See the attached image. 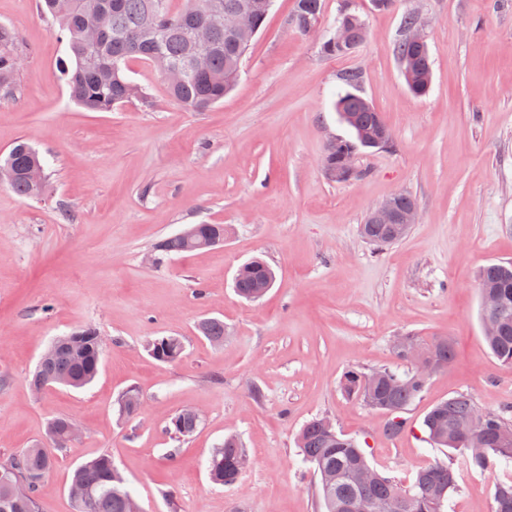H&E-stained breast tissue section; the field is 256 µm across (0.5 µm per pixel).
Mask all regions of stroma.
I'll use <instances>...</instances> for the list:
<instances>
[{
	"label": "stroma",
	"mask_w": 512,
	"mask_h": 512,
	"mask_svg": "<svg viewBox=\"0 0 512 512\" xmlns=\"http://www.w3.org/2000/svg\"><path fill=\"white\" fill-rule=\"evenodd\" d=\"M294 4L274 0L233 90L210 108L172 100L154 67L134 61L127 74L148 99L88 112L69 99L51 16L38 0H0V24L28 49L18 91L0 98V155L29 138L49 177L39 200L0 184V461L44 441L54 418L84 431L58 450L39 512H74L71 474L103 453L143 512H323L296 446L319 416L401 485L429 463L453 464L444 512H492L496 484L512 481V465L466 468L422 432L426 412L461 393L485 411L512 406V368L484 339L478 288L483 266L512 262V0H396L385 12L354 0L369 34L343 58L320 52L342 0H323L315 37L288 25ZM411 10L433 61L423 98L408 92L394 52ZM348 71L359 72L393 143L359 150V177L339 183L323 155L348 134L334 108ZM397 193L416 199L420 218L375 248L359 226ZM190 224H221L227 235L146 262ZM255 258L276 281L248 301L234 277ZM206 318L223 320V346L199 334ZM87 327L105 345L94 381L33 392L50 342ZM406 333L448 337L456 359L390 438L386 414L348 397L342 381L350 370H406L392 348ZM169 335L184 352L164 363L147 345ZM131 387L143 406L126 417L118 400ZM183 409L203 415L184 440L167 431ZM229 435L248 464L224 486L207 459Z\"/></svg>",
	"instance_id": "35a3bbf8"
}]
</instances>
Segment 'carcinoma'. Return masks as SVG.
Here are the masks:
<instances>
[{"mask_svg":"<svg viewBox=\"0 0 512 512\" xmlns=\"http://www.w3.org/2000/svg\"><path fill=\"white\" fill-rule=\"evenodd\" d=\"M210 3L225 7L244 3L259 27L269 13L268 0H186L179 9L172 7L171 0H41L43 12L58 23L60 38L65 44L60 69L70 99L90 112H110L133 98H146L144 89L126 76L129 61L148 62L162 76L172 66L184 64L194 51L193 32L207 24L205 11ZM293 15L313 21L320 19L322 0H295ZM251 42L248 36L213 30L206 49V69L187 76L176 85H166L169 96L197 111L222 100L233 89ZM26 52L18 33L0 24L1 98L14 94L20 70L17 57ZM396 56L399 63L411 67L408 91L415 97L426 96L431 89L426 82V75L432 71L430 55L401 38L396 43ZM343 81L351 90L337 95L336 112L353 130L355 140L338 139L328 144L323 164L332 169L341 166L346 156L358 147H371V137L377 132L384 131L392 136L391 129L373 105L352 92L359 82L358 73L345 74ZM0 182L22 198L39 199L45 195L46 164L29 141H18L0 161ZM219 230V224H199L194 241L187 242L175 235L161 241L158 248L166 254L192 252ZM360 233L376 246L401 240L387 225L371 224L367 219L360 225ZM478 278L481 290L497 293L507 311L501 330L485 337V341L502 364L512 366V263L486 265L480 269ZM274 282L273 269L264 261L254 259L249 267L239 270L235 289L241 297L254 300ZM197 329L213 344L224 342L222 320H202ZM77 335L80 339L76 341V349L58 350L45 369L55 383L75 389L93 381L103 356L95 330L85 329ZM407 338L429 352L437 371L447 368L454 358L452 342L446 336L425 340L409 334ZM149 351L155 359L170 363L182 356L184 344L176 336H161L149 344ZM426 384L427 379L412 368L402 374L382 369L376 381L350 371L344 377L343 390L371 409L395 415L420 397ZM135 400H140L136 389L124 392L119 401L120 414L134 415ZM477 411L479 408L466 395L437 403L423 421L428 440L440 448L460 451L462 462L471 468L485 470L497 462H512V420L506 417L509 410L485 411L482 423L475 426L472 418ZM175 419L177 424L170 427V432L177 439L191 436L200 425L186 413L175 415ZM66 423V417L53 419L47 427V444L26 448L8 462L0 463V512H37L41 484L32 483L29 478L53 471L56 465L53 449L67 447ZM474 437L485 441L482 456L467 453L468 441ZM297 445L304 462L311 465L319 478L318 496L325 512H376L391 496L406 499V512H443L450 494L457 488L456 470L443 462L425 466L407 486L382 473L372 484L358 486L355 473L370 467L366 455L355 439L337 433L324 418L308 421L298 433ZM242 454L244 451L236 437L224 438V443L208 460L211 479L223 485L237 482ZM72 481L87 492V496L75 504V512H128L134 500L125 479L107 454L77 466ZM493 512H512V484L495 488Z\"/></svg>","mask_w":512,"mask_h":512,"instance_id":"carcinoma-1","label":"carcinoma"}]
</instances>
